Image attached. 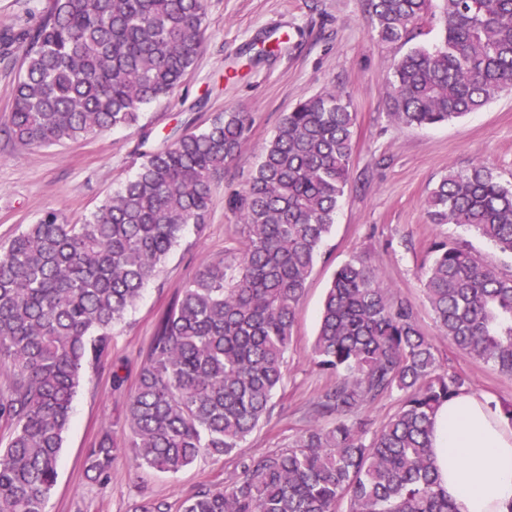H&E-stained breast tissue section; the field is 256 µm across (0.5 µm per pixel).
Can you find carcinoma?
<instances>
[{
  "label": "carcinoma",
  "mask_w": 512,
  "mask_h": 512,
  "mask_svg": "<svg viewBox=\"0 0 512 512\" xmlns=\"http://www.w3.org/2000/svg\"><path fill=\"white\" fill-rule=\"evenodd\" d=\"M373 30L408 39L432 0H368ZM441 38L414 47L388 81L391 116L431 126L477 112L512 90V0H442ZM205 0H49L22 28L7 125L22 148L87 140L138 125L171 96L206 42ZM224 112L201 131L140 153L136 176L80 224L47 208L0 246V512H46L72 402L86 368L180 242L207 223L211 182L249 130ZM356 113L339 91L300 101L261 152L229 208L243 226L237 255L205 263L161 320L131 391L122 441L107 430L86 476L104 482L126 457L176 474L209 456L235 462L179 512H457L437 482L432 417L468 388L442 366L412 303L384 288L374 258L342 265L326 289L312 348L335 377L312 421L284 449L244 461L237 448L268 419L320 247L349 181ZM432 224L473 229L512 257V185L476 164L442 177L426 199ZM442 333L465 355L512 375V275L462 243L436 242L423 272ZM402 393L377 430L357 416ZM333 419V425L319 423ZM134 512H171L143 498Z\"/></svg>",
  "instance_id": "1"
}]
</instances>
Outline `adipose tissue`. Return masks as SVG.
Returning <instances> with one entry per match:
<instances>
[{
	"mask_svg": "<svg viewBox=\"0 0 512 512\" xmlns=\"http://www.w3.org/2000/svg\"><path fill=\"white\" fill-rule=\"evenodd\" d=\"M433 450L458 512H512V425L491 399L466 390L441 406Z\"/></svg>",
	"mask_w": 512,
	"mask_h": 512,
	"instance_id": "ef3b65f1",
	"label": "adipose tissue"
}]
</instances>
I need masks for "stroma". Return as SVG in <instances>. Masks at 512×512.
<instances>
[{"label":"stroma","mask_w":512,"mask_h":512,"mask_svg":"<svg viewBox=\"0 0 512 512\" xmlns=\"http://www.w3.org/2000/svg\"><path fill=\"white\" fill-rule=\"evenodd\" d=\"M207 25L205 48L181 87L147 107L137 127L34 151L5 133L19 70L17 58L0 56V245L47 208L62 211L68 223H81L134 176L140 140L159 145L206 128L225 111L247 112L253 119L235 157L211 185L205 228L186 229L115 327L108 354L84 372L47 512H132L145 497L176 506L201 485L228 479L234 466L221 459H198L176 475L136 469L121 459L105 483L86 479L81 464L107 427L122 424L159 322L185 283L203 263L236 254L241 225L228 207L229 190L253 176L284 113L332 90L343 92L356 114L348 187L308 280L271 418L242 443L240 456L287 447L308 424L313 401L330 383L312 362L325 290L341 265L365 253L374 256L389 292L413 303L416 321L443 365L468 377L471 390L495 404L512 403V377L469 358L442 336L423 288V268L438 241L467 243L497 270L512 274L511 257L475 232L429 223L425 210L428 193L451 169L480 162L512 182V91L433 127L393 120L387 81L410 48L435 45L441 30L436 13L419 22L409 40L395 43L376 38L367 0H207ZM270 34L287 35V44L255 57L253 44ZM116 372L124 378L118 387L112 383Z\"/></svg>","instance_id":"stroma-1"}]
</instances>
